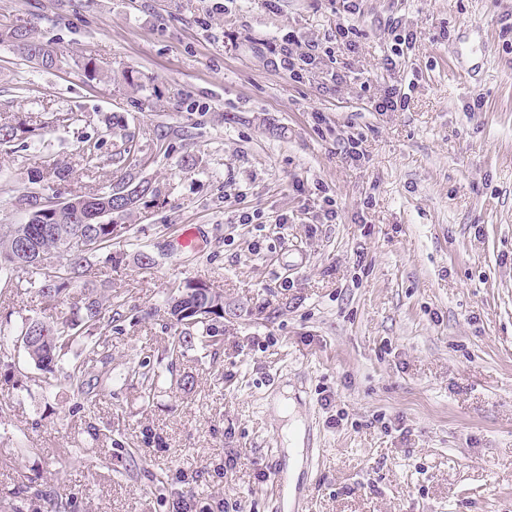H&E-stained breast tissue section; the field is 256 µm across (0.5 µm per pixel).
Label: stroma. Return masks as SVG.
<instances>
[{
  "instance_id": "35a3bbf8",
  "label": "stroma",
  "mask_w": 512,
  "mask_h": 512,
  "mask_svg": "<svg viewBox=\"0 0 512 512\" xmlns=\"http://www.w3.org/2000/svg\"><path fill=\"white\" fill-rule=\"evenodd\" d=\"M358 4L0 0V30L34 26L63 55L45 70L0 43V118L36 129L0 151V224L27 221L34 168L66 169L49 196L112 183L126 134L153 188L89 274L124 299L99 350L120 379L95 407L0 351V512H42L45 492L74 512H512V0ZM289 34L318 46L294 74L275 53ZM394 86L404 107L376 111ZM187 225L203 246L174 252ZM197 278L233 315L172 363L148 312ZM79 295L0 283V325ZM139 363L174 370L148 392L122 377ZM286 387L305 424L289 509L258 479L287 466Z\"/></svg>"
}]
</instances>
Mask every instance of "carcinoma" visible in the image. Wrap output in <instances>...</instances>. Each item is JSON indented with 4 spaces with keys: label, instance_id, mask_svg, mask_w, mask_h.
<instances>
[{
    "label": "carcinoma",
    "instance_id": "1",
    "mask_svg": "<svg viewBox=\"0 0 512 512\" xmlns=\"http://www.w3.org/2000/svg\"><path fill=\"white\" fill-rule=\"evenodd\" d=\"M0 41L11 43L29 61L46 54L55 63H60L57 51L44 44L27 26L0 34ZM31 134L33 130L18 119L0 122V146L8 147ZM50 178L61 181L65 172L48 165L34 170L29 183L39 185ZM149 192V182L135 183L122 174L106 190L72 195L76 206L58 220L45 214L34 223L0 224V279L16 281L18 288H34L44 297H61L86 275L90 259L100 255L112 242V225L96 216L102 201H108L113 213L122 218L131 213L127 208L130 197L140 199ZM62 256L67 260L64 265L57 263ZM209 295L221 297L223 293L210 286L198 288L190 279L169 288L165 300L173 328L167 347L169 357L182 356L197 346H204L200 333L211 335L216 332V324L224 314L216 311L207 319L192 321L190 315L184 313ZM121 318L122 314L112 305H104L91 288L72 315L52 322L29 318L22 323L18 338L31 339L30 346L25 348L29 362L37 370L52 374L77 344L85 346L86 357L97 355L101 340L90 343L88 338L102 334ZM66 379L73 392L83 397L87 405L96 404V390L102 384V378L90 376L85 361L71 362Z\"/></svg>",
    "mask_w": 512,
    "mask_h": 512
}]
</instances>
